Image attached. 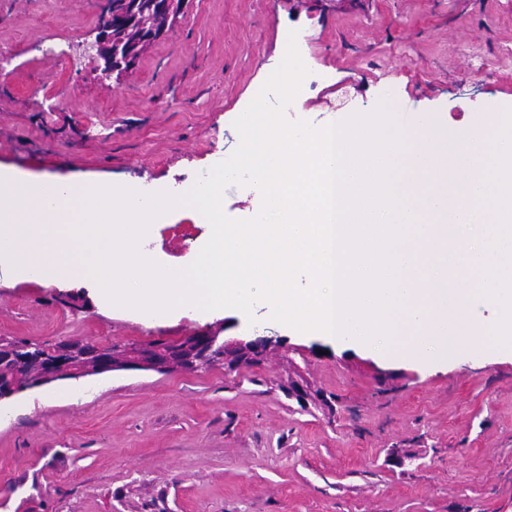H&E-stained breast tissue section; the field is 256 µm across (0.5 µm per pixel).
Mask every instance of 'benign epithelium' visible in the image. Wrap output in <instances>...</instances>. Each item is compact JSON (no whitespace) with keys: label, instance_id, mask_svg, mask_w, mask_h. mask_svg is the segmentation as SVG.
Wrapping results in <instances>:
<instances>
[{"label":"benign epithelium","instance_id":"7a95c632","mask_svg":"<svg viewBox=\"0 0 512 512\" xmlns=\"http://www.w3.org/2000/svg\"><path fill=\"white\" fill-rule=\"evenodd\" d=\"M187 0H123V8L112 10V0H104L96 23L97 35L91 42L80 45L82 53L98 62L97 70L105 79H121L132 70L138 59L132 55H120L113 46V31L136 23L147 10L165 14L174 22L184 9ZM268 340L247 337L219 341V336L210 333L190 342L193 352L211 359L212 364L224 366L227 373L238 370L246 359L260 360L266 352ZM103 367L101 372L115 370H154L170 372L174 370H194L197 365L179 356L177 352L159 346L119 345L114 349L100 348ZM81 356L76 349L59 351L53 354L39 377L30 387L35 388L63 379L67 376L79 377L85 374L80 365Z\"/></svg>","mask_w":512,"mask_h":512}]
</instances>
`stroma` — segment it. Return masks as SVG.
Returning <instances> with one entry per match:
<instances>
[{
  "label": "stroma",
  "mask_w": 512,
  "mask_h": 512,
  "mask_svg": "<svg viewBox=\"0 0 512 512\" xmlns=\"http://www.w3.org/2000/svg\"><path fill=\"white\" fill-rule=\"evenodd\" d=\"M100 0H0V165L61 183L183 193L239 145L233 126L290 31L309 70L290 120L321 127L386 104L445 116L449 143L512 109V0H190L122 80L79 45ZM169 211L146 247L185 267L208 241ZM254 310L151 321L76 286L0 272V337L148 345L264 336L263 361L116 371L0 404V512H512V354L423 365L300 333ZM312 399L300 405L291 383ZM410 451L395 466L391 454Z\"/></svg>",
  "instance_id": "stroma-1"
}]
</instances>
